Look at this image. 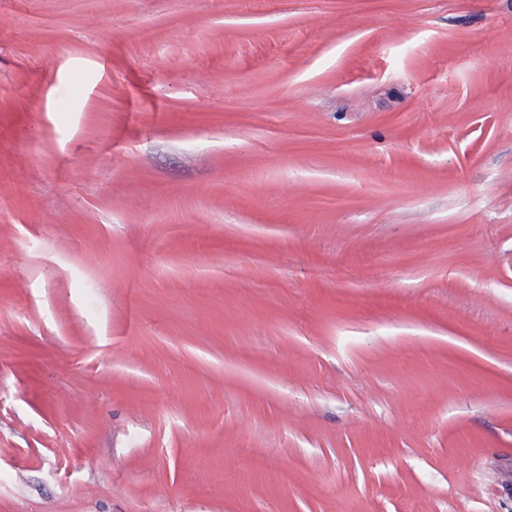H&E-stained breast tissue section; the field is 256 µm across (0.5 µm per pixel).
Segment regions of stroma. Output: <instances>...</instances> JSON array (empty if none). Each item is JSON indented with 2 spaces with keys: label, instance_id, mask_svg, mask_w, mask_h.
<instances>
[{
  "label": "stroma",
  "instance_id": "1",
  "mask_svg": "<svg viewBox=\"0 0 512 512\" xmlns=\"http://www.w3.org/2000/svg\"><path fill=\"white\" fill-rule=\"evenodd\" d=\"M0 512H512V0H0Z\"/></svg>",
  "mask_w": 512,
  "mask_h": 512
}]
</instances>
